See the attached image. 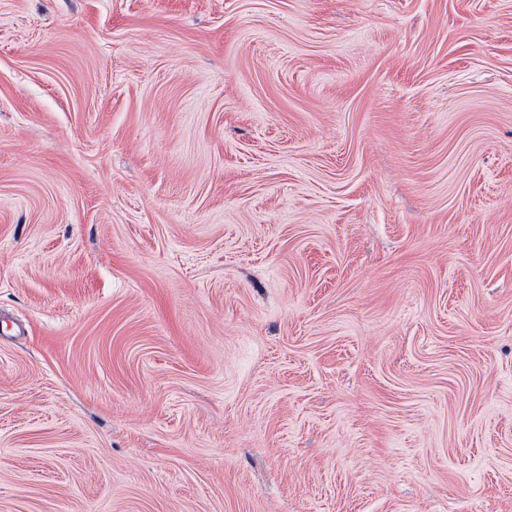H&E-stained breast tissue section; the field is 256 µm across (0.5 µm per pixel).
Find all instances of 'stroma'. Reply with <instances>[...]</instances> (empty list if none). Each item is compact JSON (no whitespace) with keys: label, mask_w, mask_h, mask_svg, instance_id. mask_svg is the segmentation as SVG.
I'll return each instance as SVG.
<instances>
[{"label":"stroma","mask_w":512,"mask_h":512,"mask_svg":"<svg viewBox=\"0 0 512 512\" xmlns=\"http://www.w3.org/2000/svg\"><path fill=\"white\" fill-rule=\"evenodd\" d=\"M0 512H512V0H0Z\"/></svg>","instance_id":"stroma-1"}]
</instances>
